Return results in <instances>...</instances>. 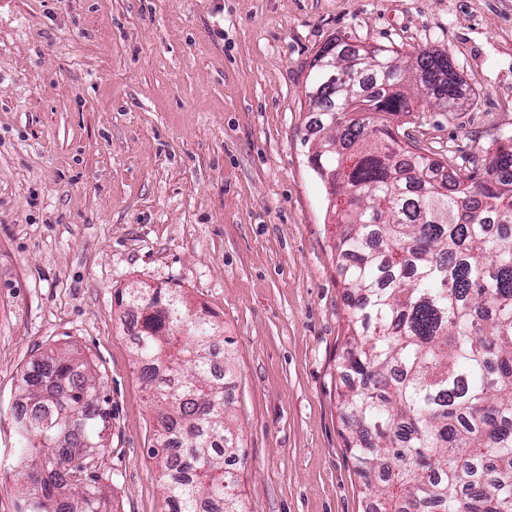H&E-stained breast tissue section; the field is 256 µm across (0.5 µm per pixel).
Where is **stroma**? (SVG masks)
Returning a JSON list of instances; mask_svg holds the SVG:
<instances>
[{"label":"stroma","mask_w":512,"mask_h":512,"mask_svg":"<svg viewBox=\"0 0 512 512\" xmlns=\"http://www.w3.org/2000/svg\"><path fill=\"white\" fill-rule=\"evenodd\" d=\"M448 54L472 99L410 142L466 170L512 136V0H0V512L19 385L73 352L112 412V512H167L121 303L181 291L228 347L245 512H369L344 440L347 300L307 162L329 40Z\"/></svg>","instance_id":"stroma-1"}]
</instances>
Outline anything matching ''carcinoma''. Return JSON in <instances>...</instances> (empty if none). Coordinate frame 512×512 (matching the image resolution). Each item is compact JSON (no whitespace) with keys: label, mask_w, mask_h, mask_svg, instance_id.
I'll return each mask as SVG.
<instances>
[{"label":"carcinoma","mask_w":512,"mask_h":512,"mask_svg":"<svg viewBox=\"0 0 512 512\" xmlns=\"http://www.w3.org/2000/svg\"><path fill=\"white\" fill-rule=\"evenodd\" d=\"M312 80L336 68L308 163L336 171L334 250L348 298L338 371L347 446L376 512H512V137L460 174L402 142L392 121L427 105L471 100L448 55L402 62L380 46L339 39ZM138 326L141 379L157 403L148 449L168 512L220 502L243 512L231 467L220 337L212 315L153 288L126 298ZM79 359L49 355L22 377L29 405L16 419L10 473L19 512H109L94 456L112 415ZM82 469L78 484L61 466Z\"/></svg>","instance_id":"1"}]
</instances>
